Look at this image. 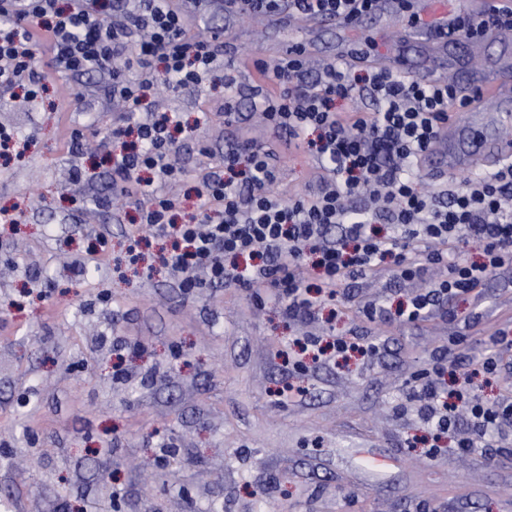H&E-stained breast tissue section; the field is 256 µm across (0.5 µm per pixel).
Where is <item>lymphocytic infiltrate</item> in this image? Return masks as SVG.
<instances>
[{"label":"lymphocytic infiltrate","instance_id":"lymphocytic-infiltrate-1","mask_svg":"<svg viewBox=\"0 0 512 512\" xmlns=\"http://www.w3.org/2000/svg\"><path fill=\"white\" fill-rule=\"evenodd\" d=\"M373 0H227L237 14L321 15L349 19ZM47 53L53 72L106 76L103 87L124 119L105 130L101 149H113L116 200L138 213L139 228L169 239L158 256L191 292L222 284L253 297L271 291L289 319H312L325 302H337L351 281L388 269L403 280L444 268L396 314L417 322L441 304L478 300L493 273L512 266V159L493 172L466 178L461 189H424L415 175L441 127L464 107L455 84L422 81L373 67L349 64L311 73L306 54L288 52L275 66L257 58L261 75H274L277 89L254 95L270 131L288 148H305L315 166L303 192L289 199L272 187L279 168L272 151L246 143L224 148V161L198 179V214L179 222L181 195L168 192L182 166L181 123L175 113L145 106L149 91L199 84L223 72V45L193 30V19L175 0H0V97L25 89L36 101L47 75L38 71ZM364 95L372 112L337 111L336 103ZM475 244L476 261L459 248ZM512 332L496 336L491 353L464 373L454 360L438 358L411 397L437 430L467 420L462 448H478L512 428V397L471 401L467 387L478 375L495 376L500 350Z\"/></svg>","mask_w":512,"mask_h":512}]
</instances>
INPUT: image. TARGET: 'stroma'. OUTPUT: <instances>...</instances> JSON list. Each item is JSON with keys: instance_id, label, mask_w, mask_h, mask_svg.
Wrapping results in <instances>:
<instances>
[{"instance_id": "1", "label": "stroma", "mask_w": 512, "mask_h": 512, "mask_svg": "<svg viewBox=\"0 0 512 512\" xmlns=\"http://www.w3.org/2000/svg\"><path fill=\"white\" fill-rule=\"evenodd\" d=\"M197 11L225 30L224 65L238 81L162 93L187 127L179 190L241 139L280 154V192L303 189L312 158L288 152L250 110L249 86L276 89L252 61L277 63L265 52L277 32L222 0ZM99 81L60 77L39 101H0V127L28 143L23 160L0 163V210L22 213L0 229V512H512V436L461 453L455 434L435 435L410 398L450 338L476 362L512 327V270L487 279L483 306L460 301L454 317L423 323L359 311L365 299L396 309L418 285L388 272L358 280L310 330L325 341L358 333L379 345L378 359L353 354L296 372L302 329L278 300L260 305L224 287L183 294L156 259L165 239L134 241L135 211L111 203L110 165L70 154L72 129L92 138L121 113L89 96ZM228 99L240 112L232 126ZM77 163L94 198L71 181ZM89 227L109 250L78 278L72 262L96 247ZM118 363L128 378L116 377ZM291 384L302 394L286 396ZM368 453L395 463L365 470Z\"/></svg>"}]
</instances>
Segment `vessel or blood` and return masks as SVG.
Listing matches in <instances>:
<instances>
[{
  "instance_id": "1",
  "label": "vessel or blood",
  "mask_w": 512,
  "mask_h": 512,
  "mask_svg": "<svg viewBox=\"0 0 512 512\" xmlns=\"http://www.w3.org/2000/svg\"><path fill=\"white\" fill-rule=\"evenodd\" d=\"M413 9L416 16L422 17V24L399 30L395 41L385 43L377 62L384 69L429 80L439 77L444 69L455 67L460 57L473 55L480 46V39L458 37L457 29L462 17L510 14L512 0H463L458 8L448 7L445 0H414ZM324 24V19L315 17L293 20L276 16L272 19L275 29L288 34L289 47L299 46L310 53L316 50L312 34ZM335 25L339 57L349 62L360 60L362 54L357 42L346 35L349 21L339 19ZM510 69L512 60L502 59L497 67L472 73L467 89L480 93L482 100L493 96L501 103H510L512 84L501 78L502 72ZM482 100L468 106L469 121H455L440 130L425 158L426 166L433 173L444 175L491 167L512 155L511 141L488 135V118Z\"/></svg>"
}]
</instances>
